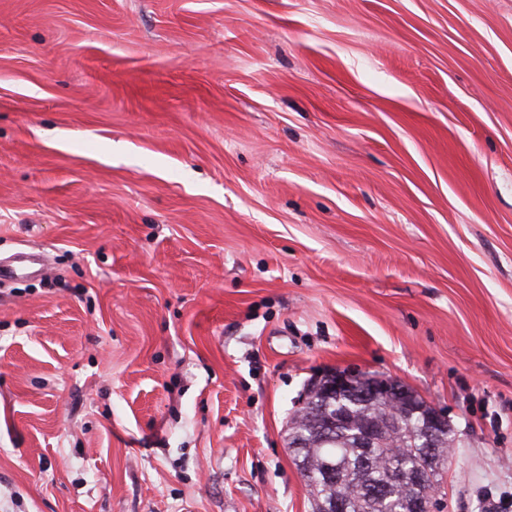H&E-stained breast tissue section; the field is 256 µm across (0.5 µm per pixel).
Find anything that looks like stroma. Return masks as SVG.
<instances>
[{"label":"stroma","mask_w":512,"mask_h":512,"mask_svg":"<svg viewBox=\"0 0 512 512\" xmlns=\"http://www.w3.org/2000/svg\"><path fill=\"white\" fill-rule=\"evenodd\" d=\"M0 512H312L317 374L512 512V0H0Z\"/></svg>","instance_id":"1"}]
</instances>
